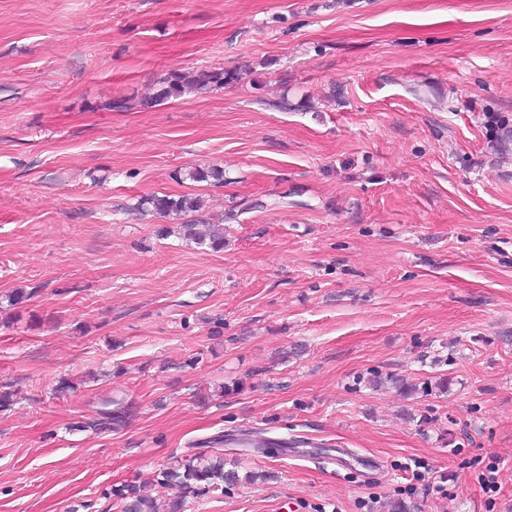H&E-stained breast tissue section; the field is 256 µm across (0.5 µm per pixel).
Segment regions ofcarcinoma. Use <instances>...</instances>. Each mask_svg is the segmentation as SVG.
<instances>
[{"label": "carcinoma", "mask_w": 512, "mask_h": 512, "mask_svg": "<svg viewBox=\"0 0 512 512\" xmlns=\"http://www.w3.org/2000/svg\"><path fill=\"white\" fill-rule=\"evenodd\" d=\"M241 80V74L231 69L205 67L191 72L174 70L158 82L155 96L145 102V105L179 99L212 87L234 85ZM188 176L196 182L224 183V169L218 166L195 167L188 172ZM136 209L164 218L170 215L183 217L185 221L180 223V234L185 240L207 246L213 251L224 249V225L196 219V213L201 209V200L196 196L174 197L154 193L140 198ZM385 383L406 395L415 394L420 390L429 391L427 387L421 389L418 384L395 375H377L371 380L374 387ZM128 412V406L116 402L113 409L100 412V418L92 423V427L106 429L117 425L125 419ZM262 478V474L249 473L242 476L234 468H224V454L220 452L208 456H173L170 462L154 472V481L174 490L173 497L164 500L153 498L144 492L141 485L134 482L114 485L106 492V496L117 505L120 512H185L190 498L196 499L211 492H222L226 488L241 484L245 479L254 481Z\"/></svg>", "instance_id": "obj_1"}]
</instances>
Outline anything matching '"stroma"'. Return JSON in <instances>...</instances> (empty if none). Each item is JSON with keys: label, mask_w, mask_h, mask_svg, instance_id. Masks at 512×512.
<instances>
[{"label": "stroma", "mask_w": 512, "mask_h": 512, "mask_svg": "<svg viewBox=\"0 0 512 512\" xmlns=\"http://www.w3.org/2000/svg\"><path fill=\"white\" fill-rule=\"evenodd\" d=\"M205 66L243 79L145 106ZM3 383L0 512L165 498L160 465L242 433L287 439L221 449L269 480L187 512H512V0H0ZM136 209L142 212H149L160 217L170 215L186 219L196 216L201 209V200L196 196L181 195L174 197L168 194H151L141 197ZM180 234L186 241L207 246L212 251H221L224 248V225L210 224L196 218L180 223ZM109 404H113L115 408L111 410H104L100 412V418L92 423L90 426L97 429H106L110 428L112 425H117L121 423L125 417L127 416L129 412V407L127 405H123L119 402H113L112 401ZM89 425H80V426H74L78 428H91ZM74 428V430H84V429H78Z\"/></svg>", "instance_id": "35a3bbf8"}]
</instances>
